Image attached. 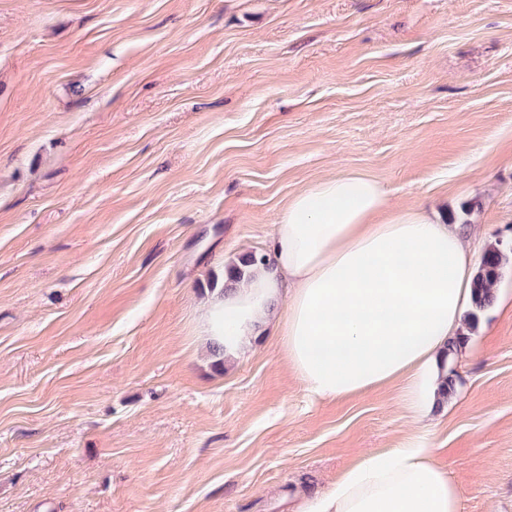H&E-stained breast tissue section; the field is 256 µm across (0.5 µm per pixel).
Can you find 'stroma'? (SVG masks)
I'll use <instances>...</instances> for the list:
<instances>
[{"label":"stroma","instance_id":"1","mask_svg":"<svg viewBox=\"0 0 512 512\" xmlns=\"http://www.w3.org/2000/svg\"><path fill=\"white\" fill-rule=\"evenodd\" d=\"M349 172L512 240V0H0V512H295L416 435L512 512L511 307L424 424L271 334L201 352L225 266Z\"/></svg>","mask_w":512,"mask_h":512}]
</instances>
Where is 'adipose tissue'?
<instances>
[{
    "instance_id": "adipose-tissue-1",
    "label": "adipose tissue",
    "mask_w": 512,
    "mask_h": 512,
    "mask_svg": "<svg viewBox=\"0 0 512 512\" xmlns=\"http://www.w3.org/2000/svg\"><path fill=\"white\" fill-rule=\"evenodd\" d=\"M386 187L352 172L294 195L266 261L201 304L202 344L226 358L276 330L310 394L335 399L404 386L418 423L443 407L448 362L473 311L470 244L424 210L386 212ZM461 492L425 437L372 451L306 512H460Z\"/></svg>"
}]
</instances>
